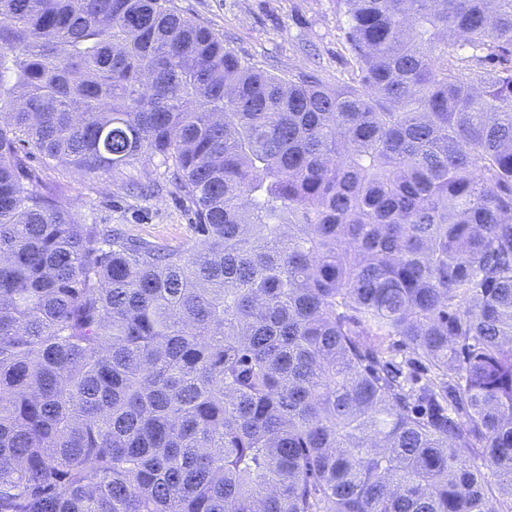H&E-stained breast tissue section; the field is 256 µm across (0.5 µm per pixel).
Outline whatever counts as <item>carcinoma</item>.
<instances>
[{"instance_id": "obj_1", "label": "carcinoma", "mask_w": 512, "mask_h": 512, "mask_svg": "<svg viewBox=\"0 0 512 512\" xmlns=\"http://www.w3.org/2000/svg\"><path fill=\"white\" fill-rule=\"evenodd\" d=\"M337 2L330 88L173 0H0V512H512V0ZM25 149L160 158L193 245ZM42 170L46 183L63 184L65 201L81 224L119 226L130 237L170 247H187L194 239V208L166 182L165 167L158 158L141 161L122 172ZM131 179H155L163 187L154 197H136L124 189ZM383 348L388 352V355L393 358L396 362H402L405 367V371L411 372L414 377L424 378L425 369L420 364H405V359L409 357V350L402 344L398 337H391L386 339L383 344Z\"/></svg>"}]
</instances>
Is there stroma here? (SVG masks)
Listing matches in <instances>:
<instances>
[{
	"instance_id": "stroma-1",
	"label": "stroma",
	"mask_w": 512,
	"mask_h": 512,
	"mask_svg": "<svg viewBox=\"0 0 512 512\" xmlns=\"http://www.w3.org/2000/svg\"><path fill=\"white\" fill-rule=\"evenodd\" d=\"M180 12L223 38L226 47L258 62L268 73L316 70L324 84L346 82L347 53L341 43L343 20L336 0H173ZM46 183L63 184L65 200L83 224H109L125 233L170 247L194 238L193 206L166 184L159 159L119 172L83 174L47 169ZM133 179H154L156 196L126 193Z\"/></svg>"
}]
</instances>
